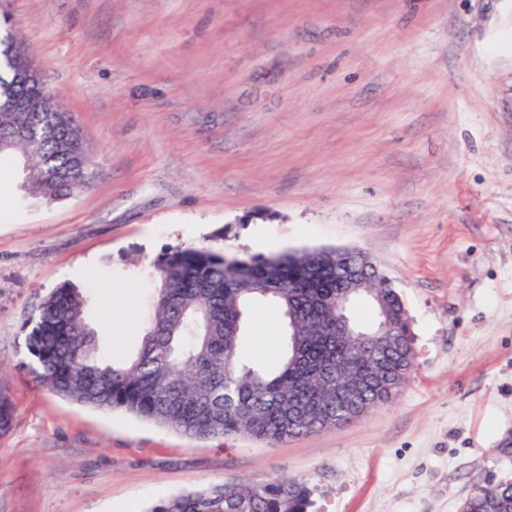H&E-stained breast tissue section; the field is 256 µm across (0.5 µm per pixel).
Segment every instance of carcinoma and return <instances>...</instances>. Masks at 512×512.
I'll return each instance as SVG.
<instances>
[{"label":"carcinoma","instance_id":"1","mask_svg":"<svg viewBox=\"0 0 512 512\" xmlns=\"http://www.w3.org/2000/svg\"><path fill=\"white\" fill-rule=\"evenodd\" d=\"M0 90L34 112H0V130L18 120L36 125L27 157L24 201L52 203L95 176L90 154L72 115L42 95L44 82L22 43L0 39ZM153 293L138 350L122 363L105 362L87 324L88 299L72 283L52 289L25 336L31 374L59 396L93 408L119 410L197 438L242 435L275 444L353 421L366 406L390 403L414 369L409 319L392 286L377 289L399 340L376 350L330 336L327 328L340 291L336 250L284 251L237 257L212 247L166 246L150 262ZM275 302L286 325L277 365L247 366L239 339L248 306ZM370 378L362 396L336 406L327 387L348 378ZM317 410L288 419V396ZM13 417L0 394V433ZM311 490L296 478L224 483L174 494L148 512H308ZM466 512H512V484L475 489Z\"/></svg>","mask_w":512,"mask_h":512}]
</instances>
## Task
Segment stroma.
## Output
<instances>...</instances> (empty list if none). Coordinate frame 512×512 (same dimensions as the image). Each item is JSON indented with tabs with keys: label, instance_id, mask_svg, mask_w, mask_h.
Wrapping results in <instances>:
<instances>
[{
	"label": "stroma",
	"instance_id": "obj_1",
	"mask_svg": "<svg viewBox=\"0 0 512 512\" xmlns=\"http://www.w3.org/2000/svg\"><path fill=\"white\" fill-rule=\"evenodd\" d=\"M95 163L28 207L0 160V512H117L304 479L313 512H460L512 474V0H0ZM360 248L400 291L414 371L349 424L190 438L36 385L24 328L88 291L99 351L140 345L167 245ZM284 329L249 319L243 362Z\"/></svg>",
	"mask_w": 512,
	"mask_h": 512
}]
</instances>
